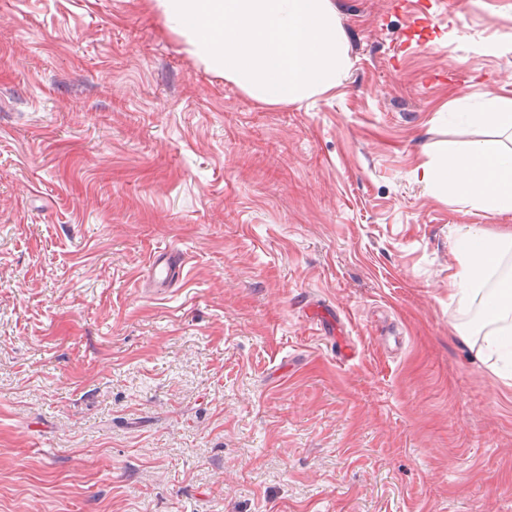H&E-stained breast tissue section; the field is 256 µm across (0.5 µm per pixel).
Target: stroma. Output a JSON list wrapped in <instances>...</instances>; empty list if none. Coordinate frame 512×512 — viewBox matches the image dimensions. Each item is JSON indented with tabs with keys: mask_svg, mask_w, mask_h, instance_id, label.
Listing matches in <instances>:
<instances>
[{
	"mask_svg": "<svg viewBox=\"0 0 512 512\" xmlns=\"http://www.w3.org/2000/svg\"><path fill=\"white\" fill-rule=\"evenodd\" d=\"M331 2L347 78L268 106L150 0H0V512H512L506 363L448 298L512 214L418 175L512 98V0ZM183 263V254L175 250L154 254L149 261V277L162 284H172L180 279Z\"/></svg>",
	"mask_w": 512,
	"mask_h": 512,
	"instance_id": "35a3bbf8",
	"label": "stroma"
}]
</instances>
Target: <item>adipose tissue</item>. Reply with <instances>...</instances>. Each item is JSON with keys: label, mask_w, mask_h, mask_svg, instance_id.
Returning a JSON list of instances; mask_svg holds the SVG:
<instances>
[{"label": "adipose tissue", "mask_w": 512, "mask_h": 512, "mask_svg": "<svg viewBox=\"0 0 512 512\" xmlns=\"http://www.w3.org/2000/svg\"><path fill=\"white\" fill-rule=\"evenodd\" d=\"M465 121L488 132V139L424 162L419 170L421 182L435 195L452 196L481 211L512 213V145L502 140L503 134L512 132V100L500 99L466 113ZM510 251L512 231L467 237L448 273L451 297L460 307L481 303L483 314L492 325L485 337V351L489 354L512 343V289L503 278L493 289L485 287L503 255Z\"/></svg>", "instance_id": "ef3b65f1"}]
</instances>
